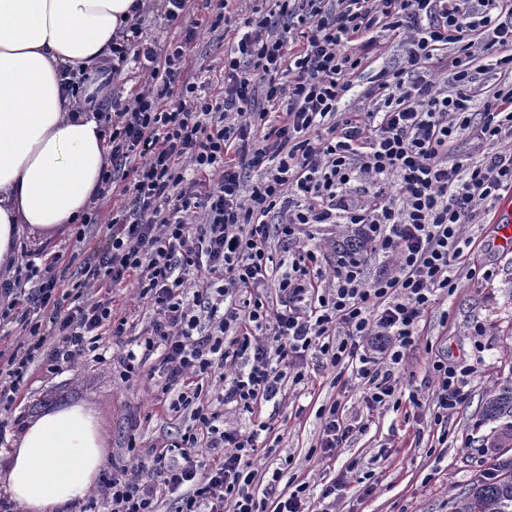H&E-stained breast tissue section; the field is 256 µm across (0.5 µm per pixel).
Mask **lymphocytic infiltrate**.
I'll return each mask as SVG.
<instances>
[{
  "label": "lymphocytic infiltrate",
  "instance_id": "1",
  "mask_svg": "<svg viewBox=\"0 0 512 512\" xmlns=\"http://www.w3.org/2000/svg\"><path fill=\"white\" fill-rule=\"evenodd\" d=\"M188 3L160 0L177 31L165 47L144 39L141 16L112 43L111 76L132 58L147 78L103 130L109 165L97 197L118 191L125 203L105 219L94 206L79 217L77 281L62 288L61 258L49 255L0 282V323L24 334L6 361L0 405L16 401L32 365L53 375L101 361L102 337L127 324L111 292L132 283L155 317L142 354L121 357L118 376L138 377L143 357H154L169 410L192 425L135 465L103 473L79 512H159L165 496L174 512H311L307 483L269 503L253 490L246 460L269 429L262 408L284 380L315 388L313 359L353 366L369 383L368 409L397 402L395 369L437 293L456 288L455 266L471 259L464 225L512 189V152L498 149L512 135V84L481 106L470 88L483 33L490 68L512 75V0H212L192 20ZM378 26L404 41L406 57L374 76L367 107L339 111ZM204 29L224 33V79L213 94L189 71ZM433 60L451 72L452 90L430 78ZM464 135L488 145L480 161L454 158ZM358 178L375 184L369 200L348 196ZM99 223L105 236L89 246L86 230ZM323 224L350 228L360 248L340 254L329 276L322 248L309 244ZM274 238L284 245L277 258ZM371 256L393 264L365 277ZM472 372L435 356V420L455 409ZM229 404L251 415L250 432L225 424ZM319 418L323 463L354 428L335 402Z\"/></svg>",
  "mask_w": 512,
  "mask_h": 512
}]
</instances>
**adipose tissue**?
Returning a JSON list of instances; mask_svg holds the SVG:
<instances>
[{
  "mask_svg": "<svg viewBox=\"0 0 512 512\" xmlns=\"http://www.w3.org/2000/svg\"><path fill=\"white\" fill-rule=\"evenodd\" d=\"M137 0H0V272L23 236L51 237L96 197L108 147L70 75L103 65ZM108 439L88 405L29 420L7 455L5 491L21 512H69L98 480Z\"/></svg>",
  "mask_w": 512,
  "mask_h": 512,
  "instance_id": "adipose-tissue-1",
  "label": "adipose tissue"
}]
</instances>
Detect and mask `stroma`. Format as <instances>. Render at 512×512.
<instances>
[{
    "label": "stroma",
    "instance_id": "stroma-1",
    "mask_svg": "<svg viewBox=\"0 0 512 512\" xmlns=\"http://www.w3.org/2000/svg\"><path fill=\"white\" fill-rule=\"evenodd\" d=\"M219 39L216 33L202 34L190 53L191 72L212 83L222 69ZM495 208V201L483 202L463 227L474 241L473 263L457 266L456 290L439 293L421 322L418 341L399 368V406L367 409L365 382L330 368L317 370L313 394L284 384L263 409L273 431L258 441L255 470L279 468L285 479L311 480L319 489L342 479L334 512H451L453 497L512 457V447L495 445L503 423L484 421L480 410L483 398L512 378V241H504L493 224ZM134 293L129 283L113 292L128 325L126 335L104 338L106 363L83 361L51 376L33 366L16 402L0 410V422L7 424L0 436V470L18 423L73 403L96 409L109 434L107 460L117 466L129 461V437L146 452L184 433L185 423L171 418L158 401L156 380L144 377L126 385L112 375L111 359L123 355L154 316ZM438 353L475 367L462 386L461 402L440 423L434 419L429 371ZM334 402L355 430L334 450L329 466L319 468L308 460L320 439L317 411Z\"/></svg>",
    "mask_w": 512,
    "mask_h": 512
}]
</instances>
